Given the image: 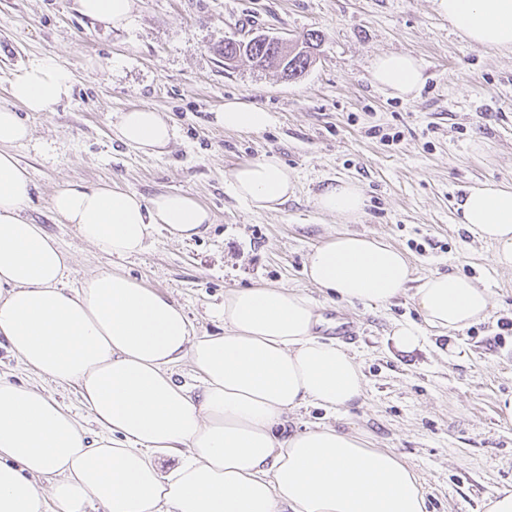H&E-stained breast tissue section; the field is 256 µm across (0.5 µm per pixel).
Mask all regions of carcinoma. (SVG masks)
Listing matches in <instances>:
<instances>
[{
  "label": "carcinoma",
  "mask_w": 512,
  "mask_h": 512,
  "mask_svg": "<svg viewBox=\"0 0 512 512\" xmlns=\"http://www.w3.org/2000/svg\"><path fill=\"white\" fill-rule=\"evenodd\" d=\"M322 41V35L318 32H312L304 37L303 43L305 48L298 50L292 54L275 46H265L263 44H255L251 47H241L235 41H226L219 52L226 61H232L238 57L245 55L259 67H275L282 72L288 73V78L298 79L302 77L312 64L311 49L314 44Z\"/></svg>",
  "instance_id": "cac0c4a2"
}]
</instances>
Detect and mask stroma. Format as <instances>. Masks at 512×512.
<instances>
[{"label": "stroma", "instance_id": "1", "mask_svg": "<svg viewBox=\"0 0 512 512\" xmlns=\"http://www.w3.org/2000/svg\"><path fill=\"white\" fill-rule=\"evenodd\" d=\"M319 32L307 73L289 80L247 58L225 64V39L259 34L290 41ZM410 52L426 81L411 98L381 90L375 57ZM53 55L70 71L71 97L30 112V142L16 147L36 186L26 210L74 255L69 277L113 269L183 306L198 334L220 336L212 315L225 291L288 286L317 305L320 335L336 318L357 323L347 350L361 366L365 396L345 411L310 406L289 412L291 433L335 425L366 432L373 447L400 454L420 477L427 512H484L512 490V270L493 262L492 245L458 224L456 206L475 181L512 185V52L467 43L434 0H133L123 29L82 16L76 0H0V106L7 81L36 57ZM237 97L273 112L261 133L229 132L214 121ZM163 112L176 128L167 153L147 156L122 145L113 127L135 107ZM265 154L281 158L294 193L276 212L234 197L230 174ZM359 182L364 214L349 226L318 212L313 198L330 179ZM112 181L152 198L191 195L212 214L206 232L177 242L155 226L147 249L108 256L53 219L52 194L73 182ZM383 237L409 258L414 278L456 271L492 294L487 317L459 331L455 350L423 326L419 349L402 353L394 324H421L411 295L387 306L333 302L308 283L314 247L340 231ZM0 376L46 390L81 412L75 385L26 370L0 338Z\"/></svg>", "mask_w": 512, "mask_h": 512}]
</instances>
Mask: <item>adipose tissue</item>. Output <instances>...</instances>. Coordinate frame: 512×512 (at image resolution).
<instances>
[{
  "mask_svg": "<svg viewBox=\"0 0 512 512\" xmlns=\"http://www.w3.org/2000/svg\"><path fill=\"white\" fill-rule=\"evenodd\" d=\"M464 40L512 51V0H435ZM373 81L396 97L424 82L413 54L378 56ZM0 107V335L25 368L56 384H76L99 430L88 434L71 409L36 387L0 378V512H426L415 471L360 434L322 426L280 436L289 411L336 410L358 402L364 376L339 343L323 339L307 296L280 286L236 288L216 315L220 336H196L183 309L127 274L100 270L78 287L66 283L72 258L25 210L35 185L14 154L31 139L27 112H47L72 94L55 57L32 59L9 79ZM225 130L259 133L273 112L233 98L215 117ZM120 142L163 152L174 131L162 114L132 108L115 126ZM233 194L252 209L274 211L293 191L275 155L236 167ZM317 209L357 220L360 185L338 179ZM50 208L80 239L107 255L141 253L154 225L170 238L200 235L211 223L196 199L168 192L144 199L109 182L70 183ZM459 221L494 245L512 269V185L477 183L458 204ZM324 294L383 305L406 289L407 256L383 239L339 232L314 248L305 267ZM425 324L441 333L484 319L487 288L454 272L426 277L415 292ZM188 362L199 382H178ZM175 453L160 473L155 457ZM50 477L41 486L39 477Z\"/></svg>",
  "mask_w": 512,
  "mask_h": 512,
  "instance_id": "adipose-tissue-1",
  "label": "adipose tissue"
}]
</instances>
